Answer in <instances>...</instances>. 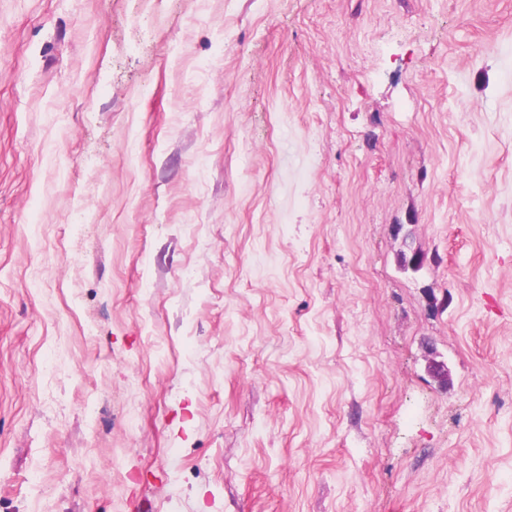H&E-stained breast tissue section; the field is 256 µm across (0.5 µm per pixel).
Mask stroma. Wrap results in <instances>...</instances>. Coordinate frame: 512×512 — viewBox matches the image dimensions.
<instances>
[{"instance_id":"obj_1","label":"stroma","mask_w":512,"mask_h":512,"mask_svg":"<svg viewBox=\"0 0 512 512\" xmlns=\"http://www.w3.org/2000/svg\"><path fill=\"white\" fill-rule=\"evenodd\" d=\"M0 512H512V0H0Z\"/></svg>"}]
</instances>
